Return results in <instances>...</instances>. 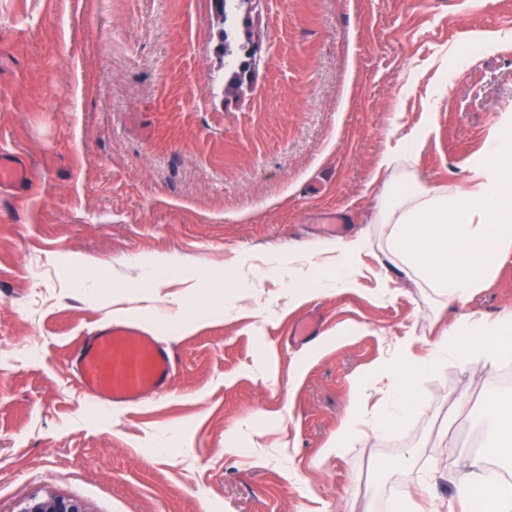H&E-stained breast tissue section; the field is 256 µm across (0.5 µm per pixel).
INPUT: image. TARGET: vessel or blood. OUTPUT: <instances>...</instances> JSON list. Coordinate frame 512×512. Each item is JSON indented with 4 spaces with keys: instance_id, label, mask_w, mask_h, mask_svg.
Masks as SVG:
<instances>
[{
    "instance_id": "1",
    "label": "vessel or blood",
    "mask_w": 512,
    "mask_h": 512,
    "mask_svg": "<svg viewBox=\"0 0 512 512\" xmlns=\"http://www.w3.org/2000/svg\"><path fill=\"white\" fill-rule=\"evenodd\" d=\"M30 170L16 154L0 151V185L26 188ZM84 385L106 407L137 404L165 393L174 359L168 344L134 323H104L70 357Z\"/></svg>"
}]
</instances>
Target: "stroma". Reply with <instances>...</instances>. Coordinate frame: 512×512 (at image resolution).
Returning a JSON list of instances; mask_svg holds the SVG:
<instances>
[{
  "instance_id": "1",
  "label": "stroma",
  "mask_w": 512,
  "mask_h": 512,
  "mask_svg": "<svg viewBox=\"0 0 512 512\" xmlns=\"http://www.w3.org/2000/svg\"><path fill=\"white\" fill-rule=\"evenodd\" d=\"M225 27L255 47L236 88ZM461 46L473 60L449 65ZM504 112L512 0H243L225 21L212 0H0V151L34 179L0 187V512L49 495L85 512H386L420 484L446 512L502 390L482 364L442 362L400 425L325 448L351 406L377 416L397 345L421 356L461 313L512 311V250L450 304L386 261L374 221L384 150L429 126L416 177L462 184ZM357 234L358 287L297 303L271 279L290 246ZM156 257L176 291L235 258L250 285L199 329L127 305L173 377L101 410L69 357L112 296L81 293L75 267L134 283ZM312 311L319 334L299 342Z\"/></svg>"
}]
</instances>
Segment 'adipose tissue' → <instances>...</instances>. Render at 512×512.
<instances>
[{
    "mask_svg": "<svg viewBox=\"0 0 512 512\" xmlns=\"http://www.w3.org/2000/svg\"><path fill=\"white\" fill-rule=\"evenodd\" d=\"M428 136L425 129L412 132L380 155L378 167L387 173L392 190L375 221L388 227L391 261L401 264L411 279L438 289L454 302L493 276L504 249L512 247V113H503L495 123L463 186L417 184L414 162ZM365 250L362 238L339 237L314 243L297 256L323 268L320 288L346 291L357 285ZM171 271L164 262L149 265L140 281L113 288V304H151L154 320L181 327L197 323L208 310L231 308L233 290L239 285L234 263L206 275L203 284L187 286L173 306H154L160 288L170 282ZM206 286L215 295L208 309L199 303ZM511 354V311L492 321L476 314L455 319L423 359L411 358L406 348H398L383 370L390 383L372 432H383L410 415L416 402L414 379L442 361L492 365ZM491 414L495 444L472 457L470 471L455 483V497L462 504L476 502L479 512H512V481L487 466L492 458L512 464V397L498 399Z\"/></svg>",
    "mask_w": 512,
    "mask_h": 512,
    "instance_id": "1",
    "label": "adipose tissue"
}]
</instances>
